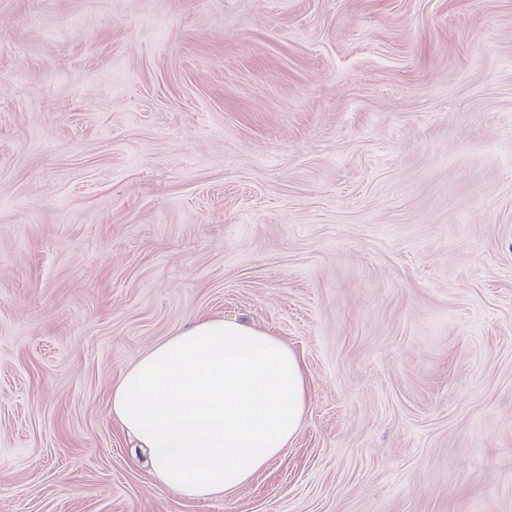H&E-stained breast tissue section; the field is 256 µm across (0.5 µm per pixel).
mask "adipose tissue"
<instances>
[{"label": "adipose tissue", "mask_w": 512, "mask_h": 512, "mask_svg": "<svg viewBox=\"0 0 512 512\" xmlns=\"http://www.w3.org/2000/svg\"><path fill=\"white\" fill-rule=\"evenodd\" d=\"M308 379L286 343L209 319L169 336L112 388L113 419L149 451L156 480L193 499L233 496L302 426Z\"/></svg>", "instance_id": "obj_1"}]
</instances>
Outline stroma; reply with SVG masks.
Returning <instances> with one entry per match:
<instances>
[{
    "mask_svg": "<svg viewBox=\"0 0 512 512\" xmlns=\"http://www.w3.org/2000/svg\"><path fill=\"white\" fill-rule=\"evenodd\" d=\"M203 319L310 383L226 499L110 410ZM0 512H512V0H0Z\"/></svg>",
    "mask_w": 512,
    "mask_h": 512,
    "instance_id": "obj_1",
    "label": "stroma"
}]
</instances>
